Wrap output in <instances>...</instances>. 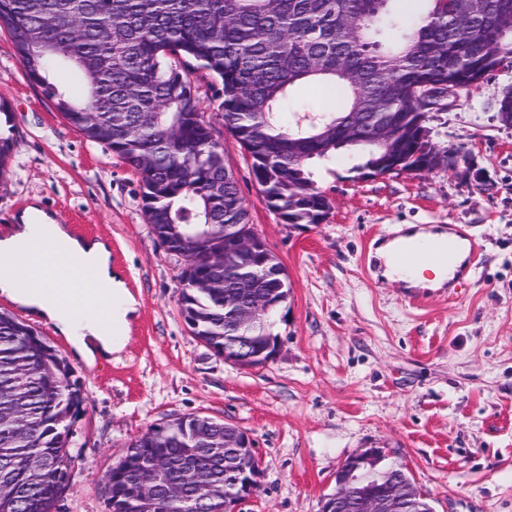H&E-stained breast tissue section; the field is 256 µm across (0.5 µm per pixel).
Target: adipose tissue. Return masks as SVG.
Returning a JSON list of instances; mask_svg holds the SVG:
<instances>
[{"label": "adipose tissue", "mask_w": 512, "mask_h": 512, "mask_svg": "<svg viewBox=\"0 0 512 512\" xmlns=\"http://www.w3.org/2000/svg\"><path fill=\"white\" fill-rule=\"evenodd\" d=\"M24 240L33 242L63 274L34 282L24 279L17 268L0 266V294L49 323L87 363H94L99 354L120 352L125 346L123 331L136 303L112 269L108 245L73 237L64 225L35 206L24 211L13 233L0 238V253L12 252ZM88 272L108 286L110 299L75 295L62 302L50 298V291L69 287L72 280Z\"/></svg>", "instance_id": "obj_1"}]
</instances>
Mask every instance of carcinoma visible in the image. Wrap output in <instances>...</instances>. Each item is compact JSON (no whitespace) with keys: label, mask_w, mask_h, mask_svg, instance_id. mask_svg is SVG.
Masks as SVG:
<instances>
[{"label":"carcinoma","mask_w":512,"mask_h":512,"mask_svg":"<svg viewBox=\"0 0 512 512\" xmlns=\"http://www.w3.org/2000/svg\"><path fill=\"white\" fill-rule=\"evenodd\" d=\"M394 0H0L6 30L27 76L87 140L140 177L147 223L162 243L175 225L184 258L181 313L192 335L224 348V289L201 288L224 252V225L249 223L215 128L203 117L196 73L222 85L224 129L252 160L268 207L285 224H320L330 205L309 163L344 149L367 175L422 170L433 150L421 92L448 79L486 75L512 58V0H480L471 15L458 0H424L408 19ZM61 69L81 78L56 83ZM313 84L344 95L342 112H305L284 125L290 89ZM0 177L17 141L0 101ZM375 127L390 142L369 137ZM281 287L264 266L244 284L250 295ZM86 401L66 358L31 326L0 312V512H51L73 462L70 421ZM202 417L168 421L164 447L152 430L130 447L165 457L190 492L198 474L224 485V454L195 439ZM135 459L108 470L110 512H139ZM405 472L382 465L368 482Z\"/></svg>","instance_id":"1"}]
</instances>
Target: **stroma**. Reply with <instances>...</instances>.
<instances>
[{
  "mask_svg": "<svg viewBox=\"0 0 512 512\" xmlns=\"http://www.w3.org/2000/svg\"><path fill=\"white\" fill-rule=\"evenodd\" d=\"M204 117L222 125L219 83L198 72ZM512 66L460 90L433 112L432 143L462 149L477 177L429 172L359 176L356 158L329 159L314 179L330 201L321 224L281 223L236 139L222 132L250 222L288 273L272 317L275 359L225 362L193 336L180 312L184 264L152 234L140 179L87 141L32 82L0 31V100L18 131L0 181V236L39 206L72 232L106 242L112 268L138 303L120 353L87 364L68 340L0 296V311L31 325L65 356L86 402L71 421L74 456L54 512H109L103 475L149 427L202 414L247 430L262 460L261 488L238 512H321L351 455L383 448L404 465L435 512H512V127L497 97ZM343 96L290 90L282 118ZM454 229L477 239L479 262L454 291L412 289L369 264L374 233L401 226Z\"/></svg>",
  "mask_w": 512,
  "mask_h": 512,
  "instance_id": "stroma-1",
  "label": "stroma"
}]
</instances>
